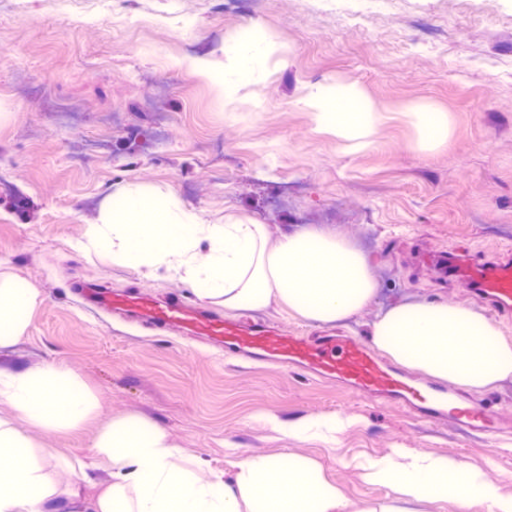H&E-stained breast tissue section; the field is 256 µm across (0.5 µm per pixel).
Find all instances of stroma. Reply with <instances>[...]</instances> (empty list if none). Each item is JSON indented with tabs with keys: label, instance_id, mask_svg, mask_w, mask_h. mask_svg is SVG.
<instances>
[{
	"label": "stroma",
	"instance_id": "35a3bbf8",
	"mask_svg": "<svg viewBox=\"0 0 512 512\" xmlns=\"http://www.w3.org/2000/svg\"><path fill=\"white\" fill-rule=\"evenodd\" d=\"M339 0H0V260L39 288L21 367L54 363L100 396L92 426L43 447L88 453L95 426L136 414L167 429L213 473L235 456L305 460L354 503L384 502L369 457L413 448L454 458L512 493V435L490 440L449 420L270 361L225 356L177 328L88 309V288L200 308L179 282L146 279L78 252L119 183L172 187L215 222L226 211L272 235L319 224L369 253L377 308L445 300L485 310L438 263L512 260V0H390L360 24ZM269 47L224 108V52ZM209 60L202 76L188 60ZM356 84L381 111L373 142L347 149L298 104L308 85ZM446 118L448 137L415 150L412 113ZM282 332L367 343L365 313L333 328L286 307L229 313ZM349 420L335 440L289 435L299 420Z\"/></svg>",
	"mask_w": 512,
	"mask_h": 512
}]
</instances>
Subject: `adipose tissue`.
<instances>
[{
	"label": "adipose tissue",
	"mask_w": 512,
	"mask_h": 512,
	"mask_svg": "<svg viewBox=\"0 0 512 512\" xmlns=\"http://www.w3.org/2000/svg\"><path fill=\"white\" fill-rule=\"evenodd\" d=\"M299 103L315 128L334 131L350 148L371 144L382 120L355 86L312 85ZM79 250L144 277L157 270L197 286L200 301L235 311L285 304L302 317L332 325L373 305L378 284L368 256L348 238L306 226L270 240L265 225L229 213L223 223L186 206L173 190L134 181L102 201L97 223ZM40 301L35 286L21 287L0 267V348L26 335L27 314ZM370 342L393 362L455 388L481 392L512 381V342L497 322L460 304L414 300L376 315ZM0 512H410L412 505L453 498L462 512H512V494L487 484L481 472L445 456L397 448L363 462L366 478L388 487L385 503L348 502L336 484L305 462L280 479V462L246 453L233 461L232 479H201L176 467L179 448L161 427L137 417L103 425L90 461L69 468L72 486L58 491L53 469L62 459L35 442L38 434L81 427L95 413L97 396L66 368L0 365ZM110 470L111 480L83 496L90 468Z\"/></svg>",
	"instance_id": "ef3b65f1"
}]
</instances>
